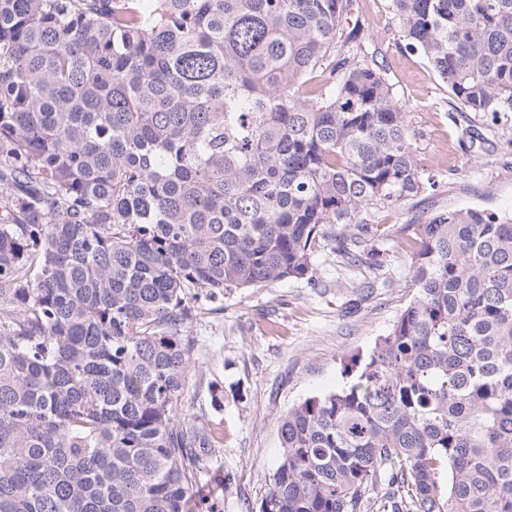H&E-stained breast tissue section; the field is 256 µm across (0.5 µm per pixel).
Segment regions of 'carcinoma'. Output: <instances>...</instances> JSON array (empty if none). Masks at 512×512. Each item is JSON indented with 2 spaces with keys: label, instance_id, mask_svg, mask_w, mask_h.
<instances>
[{
  "label": "carcinoma",
  "instance_id": "carcinoma-1",
  "mask_svg": "<svg viewBox=\"0 0 512 512\" xmlns=\"http://www.w3.org/2000/svg\"><path fill=\"white\" fill-rule=\"evenodd\" d=\"M461 112H512V0H391ZM358 0H0V512H224L187 295L313 280L423 179ZM414 295L280 422L259 512H512V219L414 227Z\"/></svg>",
  "mask_w": 512,
  "mask_h": 512
}]
</instances>
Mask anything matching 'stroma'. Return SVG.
<instances>
[{
  "mask_svg": "<svg viewBox=\"0 0 512 512\" xmlns=\"http://www.w3.org/2000/svg\"><path fill=\"white\" fill-rule=\"evenodd\" d=\"M360 7V48L383 61L419 133L418 164L438 185L413 207L361 210L375 253L367 263H338L330 240L312 259V280L245 288L216 300L188 295L197 317L187 331L192 350L182 420L220 438L224 512H258L279 462L282 416L335 390L343 382L341 356L365 351L390 332L413 295L405 251L413 224L443 209L512 214V113L495 118L453 109L423 56L406 49L391 0H360ZM470 125L489 145L462 140Z\"/></svg>",
  "mask_w": 512,
  "mask_h": 512,
  "instance_id": "obj_1",
  "label": "stroma"
}]
</instances>
